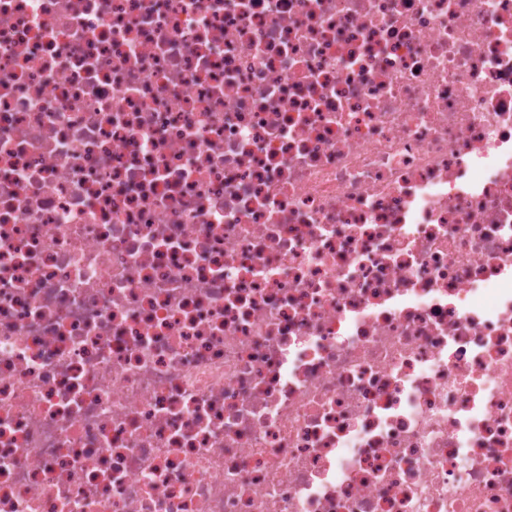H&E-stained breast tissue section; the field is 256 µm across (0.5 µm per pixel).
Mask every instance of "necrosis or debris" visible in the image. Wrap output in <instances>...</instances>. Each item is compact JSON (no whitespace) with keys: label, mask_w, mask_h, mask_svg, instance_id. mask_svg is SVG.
<instances>
[{"label":"necrosis or debris","mask_w":512,"mask_h":512,"mask_svg":"<svg viewBox=\"0 0 512 512\" xmlns=\"http://www.w3.org/2000/svg\"><path fill=\"white\" fill-rule=\"evenodd\" d=\"M0 512H512V0H0Z\"/></svg>","instance_id":"1"}]
</instances>
